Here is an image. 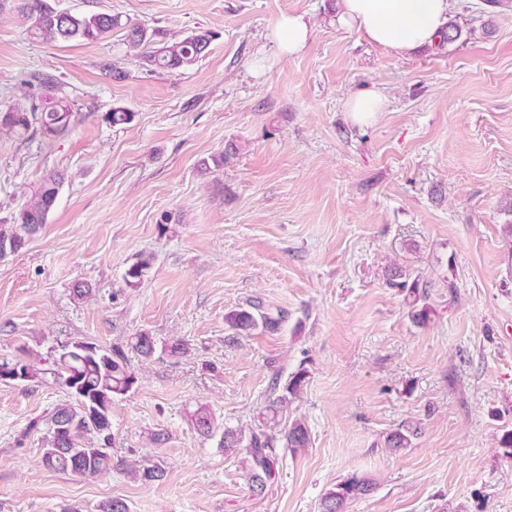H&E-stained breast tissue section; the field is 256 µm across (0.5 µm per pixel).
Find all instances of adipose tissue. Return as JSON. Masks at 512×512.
<instances>
[{
  "mask_svg": "<svg viewBox=\"0 0 512 512\" xmlns=\"http://www.w3.org/2000/svg\"><path fill=\"white\" fill-rule=\"evenodd\" d=\"M452 0H340L338 23L369 43L403 56L437 43L448 23ZM273 39L283 55L305 50L310 28L302 17L281 15ZM386 96L375 88L352 93L344 101L349 121L357 127L374 124L385 109Z\"/></svg>",
  "mask_w": 512,
  "mask_h": 512,
  "instance_id": "ef3b65f1",
  "label": "adipose tissue"
}]
</instances>
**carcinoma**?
I'll list each match as a JSON object with an SVG mask.
<instances>
[{
    "label": "carcinoma",
    "mask_w": 512,
    "mask_h": 512,
    "mask_svg": "<svg viewBox=\"0 0 512 512\" xmlns=\"http://www.w3.org/2000/svg\"><path fill=\"white\" fill-rule=\"evenodd\" d=\"M17 8L30 21L32 34L48 44L77 39L94 41L120 28L124 30L127 46L140 51L145 65L159 70H176L194 64L208 53L215 37L213 32L202 30L177 40L158 43L146 28L124 22L119 15H73L56 10L49 0H19ZM73 118L72 109L61 97L47 107L33 104L27 109L12 107L0 111V132L23 137L38 133L46 138H55L71 129ZM63 184V174L49 173L13 223L0 224V258L19 251L47 223ZM152 262L149 255H135L125 270L126 286H139L148 276ZM393 278L396 279L394 286L407 290L411 298L412 318L417 322L426 321L432 311L427 285L400 272L394 273ZM286 318L284 311L272 316L263 312L260 305L252 304L226 313L224 323L232 331L229 340L234 342L238 337L248 336L260 328L274 331ZM129 349L144 360L158 353L180 357L188 352L184 342L175 340L160 345L146 331L131 337ZM53 366L54 382L63 390L67 400L57 405L48 421L41 464L63 474L102 475L112 466V400L131 391L138 383V376L124 350L98 346L90 352L83 340L61 346ZM16 371L21 372L22 382L34 377V366L30 362L0 360V376L8 378ZM306 377L307 371L300 368L288 378L282 394L268 400L264 406L260 425L247 431L230 427L224 429L220 447L226 453H244L246 486L255 498L264 496L268 484L278 473L277 443L281 441L283 447L294 450L305 448L310 442L308 429L297 420L274 432L288 397L300 392ZM190 421L202 436H209L214 431V418L205 406L198 407L190 415ZM416 435L417 429L403 425L387 435L386 447L398 452L410 447L412 437ZM372 490L370 480L352 476L324 494L322 512H345L347 504L370 494Z\"/></svg>",
    "instance_id": "1"
}]
</instances>
